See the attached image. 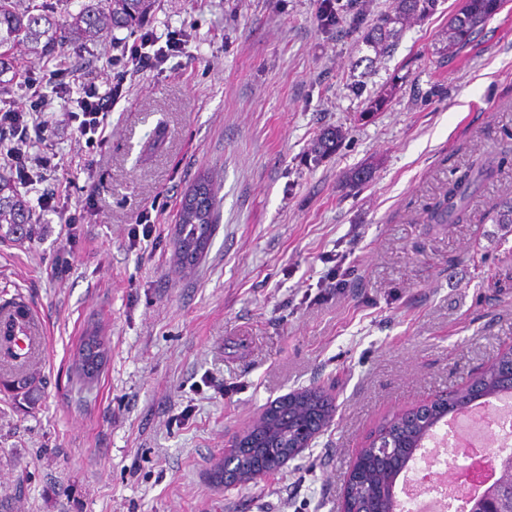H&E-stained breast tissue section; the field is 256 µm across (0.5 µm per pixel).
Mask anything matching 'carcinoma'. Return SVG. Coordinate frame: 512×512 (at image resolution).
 I'll return each mask as SVG.
<instances>
[{
  "label": "carcinoma",
  "mask_w": 512,
  "mask_h": 512,
  "mask_svg": "<svg viewBox=\"0 0 512 512\" xmlns=\"http://www.w3.org/2000/svg\"><path fill=\"white\" fill-rule=\"evenodd\" d=\"M155 0H89L79 10L60 13L38 6L21 9L17 0H0V85H7L19 75L13 56L18 45L40 48L39 55H52L55 44L66 41L82 48L94 40L105 41L119 29L140 27L152 11ZM336 12L326 11L321 25L343 28L344 15L349 12L361 28L357 41L374 55L391 52L402 37L405 26L432 14L438 0H393L391 11L369 22L361 0H335ZM503 0H461V7L449 21L436 49L443 65L471 45L477 29L495 16ZM391 84L369 101L361 118L383 111L396 92ZM341 129L327 130L314 146V157L322 159L335 153L342 144ZM504 161L481 158L474 165L448 181V188L428 206L425 223L444 226L467 224L471 220V199L479 187L494 180ZM372 175L369 168H356L344 178V186L353 188ZM183 198L178 214L180 237L177 250L180 261L188 264L197 258L188 255L209 245L214 225L213 195L208 181L197 183ZM494 224H512V198L502 201L487 213ZM27 203L16 193L14 183L0 175V224L13 234L22 233L31 223ZM503 395L512 396V354L501 353L489 366L471 378L464 387L451 390L434 400L393 416L379 428L388 446L386 451L363 449L357 460L346 494L356 512H400L399 499L391 495L399 477L416 459L423 441L432 436L433 426L449 415L478 405V401ZM333 417L332 403L319 389L294 393L270 405L259 425L234 439L227 449L224 469L217 479L224 487L255 482L280 467L293 448H300L322 430Z\"/></svg>",
  "instance_id": "obj_1"
}]
</instances>
